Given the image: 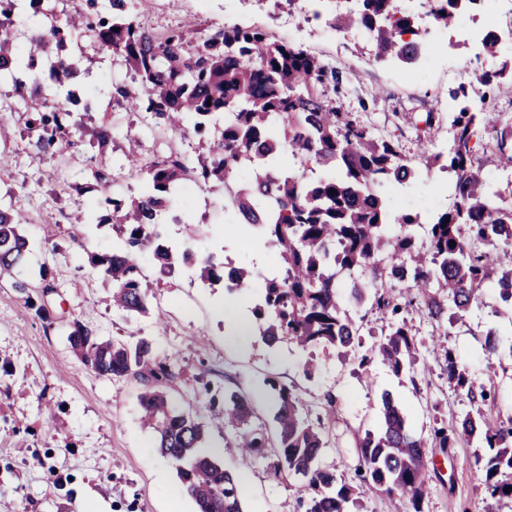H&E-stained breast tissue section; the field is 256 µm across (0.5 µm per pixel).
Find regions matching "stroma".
Listing matches in <instances>:
<instances>
[{"label": "stroma", "instance_id": "obj_1", "mask_svg": "<svg viewBox=\"0 0 512 512\" xmlns=\"http://www.w3.org/2000/svg\"><path fill=\"white\" fill-rule=\"evenodd\" d=\"M319 7L318 0H292L272 14L264 0H134L131 10L158 31L267 24L276 39L300 45L336 67L343 78L337 108L395 142L415 164L424 150L439 152L450 145L451 93L459 85L468 87L471 109L512 118V95L479 93L477 74L486 64L482 47L459 36L462 27L487 26L500 35L504 57L512 59V33L500 16L485 9L464 12L457 28L437 31L440 50L407 69L376 58L359 29L337 31L314 18ZM70 55L92 73L85 91L93 120L112 124V145L103 160L114 180L106 189L93 181L96 162L90 148L63 155L36 149L25 130V112L14 113L0 128V205L27 217L24 230L32 245L27 278L38 281L45 264L54 287L44 298L51 318L43 321L26 309L10 279H0V512H195L175 470L158 453L153 430L141 423L143 385L132 378L108 380L83 366L67 340L76 319L107 339L149 338L157 358L175 372L167 391L182 411L208 412L210 405H223L225 394L236 392L253 401L254 425L271 436L273 385L291 389L315 418H324L326 404L334 403L336 418L327 421L320 464L334 470L338 481L361 489L352 512H413L400 495L361 488L358 443L366 431L376 430L386 393L411 431L429 441L430 494L422 512H512V498L487 490L480 463L487 448L455 435L445 448L433 440L435 429L455 428L470 408L472 392L486 393L490 420L512 417V355L501 354L491 375L483 350L484 335L496 322L490 313L498 304L495 289H487L484 308L468 313L448 339L447 347L472 378L469 392L449 384L443 360L447 347L434 342L440 327L416 307L407 313L418 342L416 364L397 375L378 362L361 363V356L388 333V321L370 301L350 299L346 285L341 288L345 306L364 317L351 353L317 348L308 355L287 342L267 345L256 335L234 340L228 315L251 317L264 279L275 268L274 252L255 245L249 229L233 224L223 193L196 185L163 214L159 232L184 238L199 256L223 251L234 264L253 269L252 286L228 295L201 286L184 266L164 275L148 248L138 263L154 306L164 313L163 323L154 324L149 316L128 318L110 308L111 287L92 267L90 255L111 251L115 234L111 226L96 227L91 220L100 216L96 203L103 197L124 198L139 190L127 173L128 138H139L147 157L155 152L156 140L138 113L118 107L108 94L112 84L127 81L125 67L110 54L93 52L85 38L71 43ZM452 183L451 174L430 169L406 188L393 190L389 207L397 216H435L449 204ZM79 218L89 222L86 251L69 237ZM309 356L320 364L311 379L302 372ZM274 462L266 448L233 463L245 481L246 512H298L303 483L275 477Z\"/></svg>", "mask_w": 512, "mask_h": 512}]
</instances>
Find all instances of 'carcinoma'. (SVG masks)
<instances>
[{"instance_id":"cac0c4a2","label":"carcinoma","mask_w":512,"mask_h":512,"mask_svg":"<svg viewBox=\"0 0 512 512\" xmlns=\"http://www.w3.org/2000/svg\"><path fill=\"white\" fill-rule=\"evenodd\" d=\"M360 9L339 13L329 25L341 30H366L377 57L410 64L419 53V32L409 15L395 16L393 0H359ZM441 29L452 27L462 11L477 0H428ZM57 0H0V76L13 83L17 94L38 83L36 65L46 57L58 94L29 113L27 127L36 133L35 146L60 153L89 143L102 150L112 142V127L89 125L73 116L70 83L79 68L54 53L58 42L86 35L92 47L106 50L130 70V81L112 85V101L130 105L153 123L180 135L191 134L206 146L205 155L192 163L174 149L143 159L137 141L127 154L130 175L140 178L143 190L128 198L105 197L112 213L97 222L112 224L116 240L112 252L92 254L91 262L112 282V308L125 314L149 311V296L142 283L137 255L153 247L163 268L195 267L200 280L222 285L229 294L249 285L252 272L244 267L224 279V262L213 255L197 256L187 248L160 239L154 231L161 212L168 209L191 181L225 188L237 183L231 212L235 223L258 230L259 238L275 248L280 272L266 279L262 301L252 311L254 334L269 345L286 338L301 349L314 345L349 350L364 317L343 307L338 284L350 278L351 294L361 302L370 288L372 306L396 318L418 305L441 324L437 336L445 348L448 381L473 387L465 369L448 349L451 328L473 307L483 305L487 282L495 281L500 303L512 310V240L500 237L512 225V206L501 191L484 182L473 156L476 127H499L486 147L499 163L512 167V122L499 123L486 112L463 106L453 117L456 128L447 154L429 153L426 168L453 174L454 202L425 228L422 240L413 234L390 235V223L422 227L419 218L402 214L389 219L385 186H404L421 169L403 158L392 142L377 137L350 112L336 108L324 88L341 84L336 68L301 47L275 40L262 26L227 25L204 36L181 28L155 32L130 10V0H110L101 14L57 11ZM35 17H51L48 26L22 33L19 10ZM34 42L41 55L25 53L22 42ZM486 58L500 61L479 79L490 90L512 64L502 59L499 39L489 32L484 41ZM220 135H214L217 125ZM296 161L281 169L283 153ZM333 174L319 176L316 168ZM24 218L0 207V277L13 279V287L37 318L50 319L49 310L30 294L23 278L31 245ZM406 291L395 295L387 284ZM75 357L96 374L138 378L145 391L141 406L145 422L154 430L160 453L166 457L191 497L197 512H243L242 484L237 473L224 468V460L205 447L210 429L224 434L227 455L242 458L264 448L275 453L276 474L305 480L313 494L304 512H351L352 489L337 484L336 474L320 465L324 429L309 418L308 407L285 386L276 391L277 433L274 440L249 426L251 404L232 394L224 407L203 418L175 409L165 385L172 368L157 359L145 338L132 342L97 336L79 321L68 335ZM488 357L512 355V333L491 327L486 332ZM417 346L406 320L393 324L373 356L398 374L413 365ZM459 436L477 439L494 454L485 459L487 489L491 495L512 497V418L490 423L476 404L459 422ZM424 438L414 435L401 409L383 399L379 425L359 440L364 466L362 480L370 490L399 494L421 512L428 489V462Z\"/></svg>"}]
</instances>
